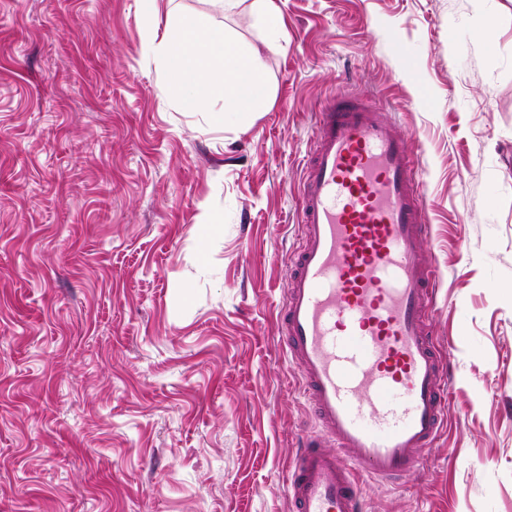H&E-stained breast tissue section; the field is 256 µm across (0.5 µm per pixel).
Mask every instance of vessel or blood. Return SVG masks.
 <instances>
[{
  "label": "vessel or blood",
  "instance_id": "vessel-or-blood-1",
  "mask_svg": "<svg viewBox=\"0 0 512 512\" xmlns=\"http://www.w3.org/2000/svg\"><path fill=\"white\" fill-rule=\"evenodd\" d=\"M300 203L279 341L322 434L303 441L286 490L293 512H365L364 481L415 475L448 417L421 181L405 140L345 100L319 114Z\"/></svg>",
  "mask_w": 512,
  "mask_h": 512
}]
</instances>
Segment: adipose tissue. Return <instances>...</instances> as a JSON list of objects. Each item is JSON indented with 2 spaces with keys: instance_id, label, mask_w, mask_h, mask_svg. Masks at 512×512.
<instances>
[{
  "instance_id": "obj_1",
  "label": "adipose tissue",
  "mask_w": 512,
  "mask_h": 512,
  "mask_svg": "<svg viewBox=\"0 0 512 512\" xmlns=\"http://www.w3.org/2000/svg\"><path fill=\"white\" fill-rule=\"evenodd\" d=\"M153 51L172 101L206 122L252 115L270 98L259 51L203 18H172Z\"/></svg>"
}]
</instances>
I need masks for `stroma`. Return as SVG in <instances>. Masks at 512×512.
I'll return each mask as SVG.
<instances>
[{
  "label": "stroma",
  "mask_w": 512,
  "mask_h": 512,
  "mask_svg": "<svg viewBox=\"0 0 512 512\" xmlns=\"http://www.w3.org/2000/svg\"><path fill=\"white\" fill-rule=\"evenodd\" d=\"M274 2L277 38L248 0H0V512H291L319 429L275 307L339 98L409 143L452 369L423 470L366 485L367 512H512V0ZM175 12L260 48L249 122L165 93Z\"/></svg>",
  "instance_id": "obj_1"
}]
</instances>
